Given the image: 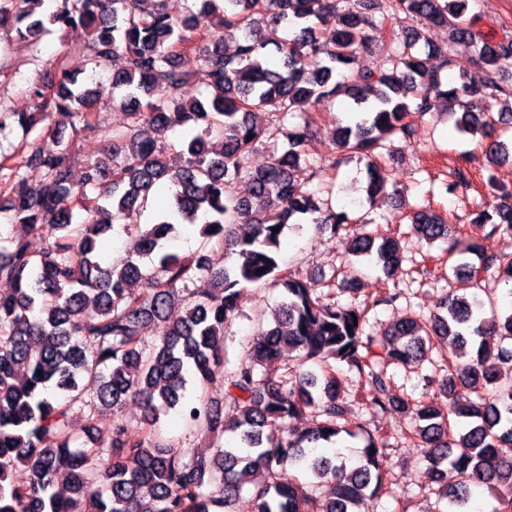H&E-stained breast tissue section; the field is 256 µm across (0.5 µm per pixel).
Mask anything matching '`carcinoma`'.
<instances>
[{
	"instance_id": "cac0c4a2",
	"label": "carcinoma",
	"mask_w": 512,
	"mask_h": 512,
	"mask_svg": "<svg viewBox=\"0 0 512 512\" xmlns=\"http://www.w3.org/2000/svg\"><path fill=\"white\" fill-rule=\"evenodd\" d=\"M43 2L0 0V28L34 46L52 27L68 32L71 47L88 52L93 72L122 55L127 65L112 74V94L129 123L104 131L78 186L71 179L75 144L58 135L40 134L26 152L0 160V182L9 187L0 213L8 226L24 229L0 230V280L10 284L0 293V512H234L245 491L253 512H369L389 488L383 438L363 430L360 465L351 470L339 453H315L342 433L362 430L340 423L346 408L336 361L362 381L369 409L410 417L411 446L424 449L448 512L471 510L473 486L495 493L496 512L512 509V386L499 383L500 368L512 364V312L452 289L431 317H406L379 336L367 334L370 311L397 299L389 282L403 271L402 239L368 232L348 212L320 206L301 178L325 172L308 159L313 116L286 125L293 112L329 113L328 99L348 97L361 118L337 124L335 143L367 159L371 202L388 195L382 150L393 136L410 138L408 112L445 110L459 133L484 131L487 158L512 159V143L496 135L512 123V83H503L512 77V38H488L471 0H58L45 16L37 14ZM261 21L300 27L273 44L275 68L265 63L271 44ZM393 21L400 33L387 42ZM328 26L332 34L324 39L321 28ZM431 26L447 29L448 44L475 48L486 73L481 87L463 75L443 81L453 61L448 48L425 37ZM226 27L243 34L230 54ZM421 42L438 58L437 68L428 69L416 52ZM385 44L378 69L360 68L361 57ZM189 55L193 71L184 66ZM53 68L51 80L29 88L33 111L0 107V133L10 121L27 135L100 124L78 75L62 60ZM197 81L203 97L195 93ZM503 100L508 111H494ZM144 125L182 129L181 149L139 136ZM281 138L287 149L250 170L246 160L256 145ZM29 170L41 173L36 191ZM242 179L250 185L245 196L234 192ZM163 182L176 191L140 232L151 248L139 251V260L105 263L100 238L116 224L140 226ZM476 207V221L489 225V234L512 237L511 196ZM308 223L335 236L346 232L348 255L375 258L387 281L373 299L340 306L335 290L356 295L354 281L338 282L333 273L307 282L280 270L285 229ZM237 224L249 225L250 235L236 237ZM197 225L199 248L167 251L177 227ZM411 229L429 244L448 243L454 276L478 283L496 268L512 281V257L487 253L477 242L460 247L445 214L422 207ZM221 247L237 248L232 266L213 260ZM201 277L212 288L199 294L190 285ZM270 281L284 292L274 325L233 364L225 328L238 316L245 289ZM148 324L156 328L151 343L142 336ZM286 349L316 369L281 366ZM435 349L448 353L439 392L422 401L401 395L388 367L414 371ZM191 378L201 390L195 400L185 397ZM215 384L224 391L219 410L207 397ZM129 400L144 412L138 434L114 419L106 427L110 447L75 446V414L92 416L100 404L116 408ZM175 408L217 443L212 455L161 438L160 414ZM311 408L320 421L291 427ZM453 418L469 424L456 434ZM287 464L310 481L287 472ZM325 478L333 487L327 499L313 484Z\"/></svg>"
}]
</instances>
